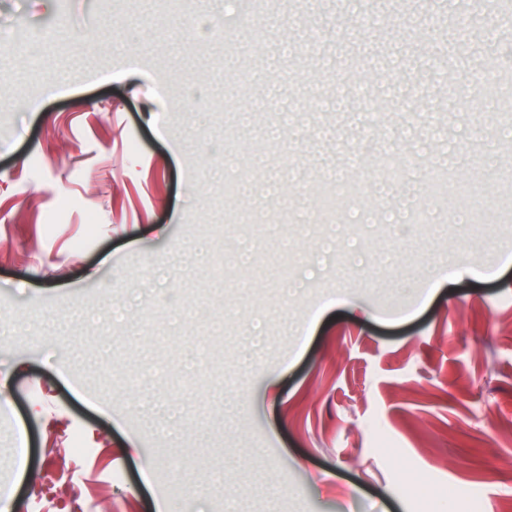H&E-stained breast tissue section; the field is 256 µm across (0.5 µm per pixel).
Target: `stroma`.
Masks as SVG:
<instances>
[{
	"label": "stroma",
	"instance_id": "35a3bbf8",
	"mask_svg": "<svg viewBox=\"0 0 512 512\" xmlns=\"http://www.w3.org/2000/svg\"><path fill=\"white\" fill-rule=\"evenodd\" d=\"M251 2L0 0L11 512H507L512 29L493 0ZM350 83L378 100L337 110ZM464 186L484 229L364 219Z\"/></svg>",
	"mask_w": 512,
	"mask_h": 512
}]
</instances>
